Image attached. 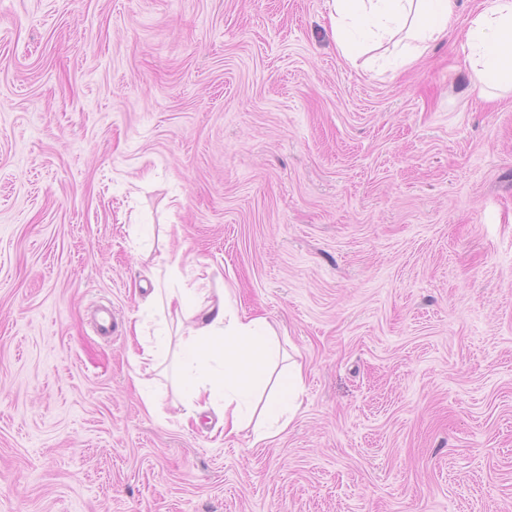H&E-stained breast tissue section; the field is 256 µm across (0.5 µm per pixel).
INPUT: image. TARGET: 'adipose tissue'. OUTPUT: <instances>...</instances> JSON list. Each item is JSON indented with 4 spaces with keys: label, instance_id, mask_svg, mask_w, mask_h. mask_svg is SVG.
<instances>
[{
    "label": "adipose tissue",
    "instance_id": "adipose-tissue-1",
    "mask_svg": "<svg viewBox=\"0 0 512 512\" xmlns=\"http://www.w3.org/2000/svg\"><path fill=\"white\" fill-rule=\"evenodd\" d=\"M337 43L346 58L389 44L414 56L446 37L457 0H328ZM472 88L512 90V0H484L464 32ZM191 288H158L154 295L173 309L179 358L187 371L183 421L211 410L225 437L252 430L255 441L281 434L301 407L305 376L299 361L288 363L283 384L257 402L256 394L279 361L278 331L267 319L238 309L233 289H218L198 303ZM220 355L221 368L210 364Z\"/></svg>",
    "mask_w": 512,
    "mask_h": 512
}]
</instances>
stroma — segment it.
<instances>
[{"instance_id":"stroma-1","label":"stroma","mask_w":512,"mask_h":512,"mask_svg":"<svg viewBox=\"0 0 512 512\" xmlns=\"http://www.w3.org/2000/svg\"><path fill=\"white\" fill-rule=\"evenodd\" d=\"M480 2L403 66L349 62L328 0H0V512H512V94L471 88ZM157 285L276 326L307 373L284 433L180 423Z\"/></svg>"}]
</instances>
